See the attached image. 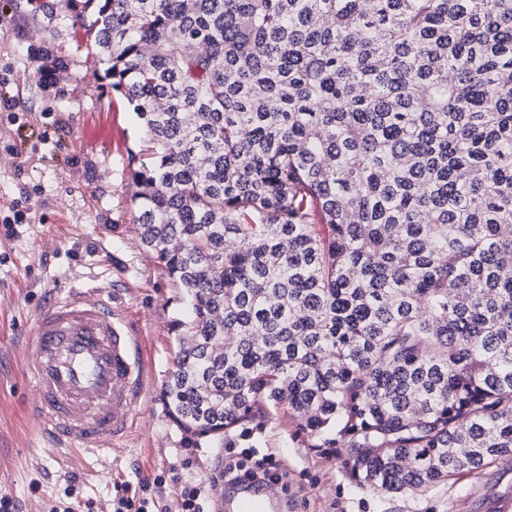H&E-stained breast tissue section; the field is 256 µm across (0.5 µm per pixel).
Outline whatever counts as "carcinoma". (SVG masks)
I'll list each match as a JSON object with an SVG mask.
<instances>
[{"label":"carcinoma","mask_w":512,"mask_h":512,"mask_svg":"<svg viewBox=\"0 0 512 512\" xmlns=\"http://www.w3.org/2000/svg\"><path fill=\"white\" fill-rule=\"evenodd\" d=\"M94 1L185 440L286 409L381 495L512 456V0Z\"/></svg>","instance_id":"obj_1"}]
</instances>
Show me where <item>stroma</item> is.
<instances>
[{"label": "stroma", "instance_id": "1", "mask_svg": "<svg viewBox=\"0 0 512 512\" xmlns=\"http://www.w3.org/2000/svg\"><path fill=\"white\" fill-rule=\"evenodd\" d=\"M85 0H0V496L13 512H112L114 484L153 486V512H178L195 487L217 512L213 473L268 456L288 512H487L512 499V469L492 464L425 492L381 495L358 482L347 448L318 446L286 412L233 436L188 445L158 399L175 350L180 291L141 243L131 157L145 145L127 100L93 62L77 21ZM23 211L26 221L5 226ZM94 278L143 329L149 383L132 433L112 454L52 445L27 417L36 388L35 314L53 289ZM75 495H68V488Z\"/></svg>", "mask_w": 512, "mask_h": 512}]
</instances>
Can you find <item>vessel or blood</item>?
<instances>
[{"instance_id":"vessel-or-blood-1","label":"vessel or blood","mask_w":512,"mask_h":512,"mask_svg":"<svg viewBox=\"0 0 512 512\" xmlns=\"http://www.w3.org/2000/svg\"><path fill=\"white\" fill-rule=\"evenodd\" d=\"M35 355L24 362L38 396L27 416L56 445L98 456L132 432L145 402L147 361L138 319L114 308L109 286L54 292L35 319ZM218 512H285L269 484L250 477L216 484Z\"/></svg>"}]
</instances>
